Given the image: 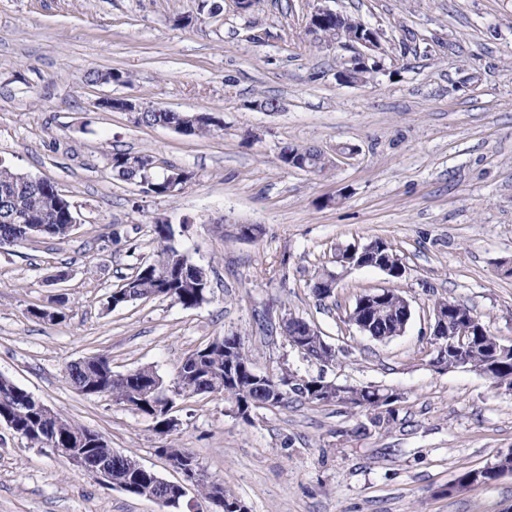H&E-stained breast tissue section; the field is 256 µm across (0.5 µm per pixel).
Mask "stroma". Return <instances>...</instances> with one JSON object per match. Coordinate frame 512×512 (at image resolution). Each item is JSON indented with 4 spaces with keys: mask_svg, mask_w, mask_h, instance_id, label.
<instances>
[{
    "mask_svg": "<svg viewBox=\"0 0 512 512\" xmlns=\"http://www.w3.org/2000/svg\"><path fill=\"white\" fill-rule=\"evenodd\" d=\"M0 0V160L53 182L77 226L63 240L0 248V374L134 456L178 473L159 447L188 448L248 512H512V474L449 492L466 470L512 449V391L466 369L431 366L435 300L473 309L512 344V0H329L382 33L381 67L341 82L353 54L313 41L316 0ZM117 69L124 81L89 83ZM206 112L194 137L138 126L105 98ZM279 101L277 112L258 101ZM355 154L322 175L282 166L287 144ZM117 151L147 154L157 173L188 179L157 196L116 180ZM207 268L209 304L165 298L113 311L103 301L152 258V227ZM257 224L254 240L238 227ZM381 239L400 256L394 279L343 269L337 247ZM336 274L317 301L310 282ZM392 288L411 305L403 334L376 341L348 320L358 295ZM67 300L46 323L33 308ZM316 324L335 367L307 361L276 331L280 315ZM244 337L258 371L288 366L341 385L400 392L387 428L356 431L336 404L259 409L243 422L222 397L179 402L174 432L108 395L84 396L67 364L108 357L114 373L176 363L227 334ZM0 512H164L99 484L0 424Z\"/></svg>",
    "mask_w": 512,
    "mask_h": 512,
    "instance_id": "1",
    "label": "stroma"
}]
</instances>
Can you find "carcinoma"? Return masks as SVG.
Instances as JSON below:
<instances>
[{
	"instance_id": "cac0c4a2",
	"label": "carcinoma",
	"mask_w": 512,
	"mask_h": 512,
	"mask_svg": "<svg viewBox=\"0 0 512 512\" xmlns=\"http://www.w3.org/2000/svg\"><path fill=\"white\" fill-rule=\"evenodd\" d=\"M216 120L203 113L190 131L189 136L203 137L211 134ZM295 150L307 155V167L312 173L327 171L332 163L325 154L313 146L285 145L279 155L286 163L288 152ZM152 159L147 155L115 152L111 157L113 176L121 181L146 187V192L156 195L167 193L166 184L149 166ZM56 186L47 181H23L18 171L9 164L0 165V246L18 245L23 242L21 226L39 221L44 229L39 236L65 239L71 233L70 206L56 209L51 206ZM155 241L154 266L142 263L137 271L119 288L105 298L106 308L114 310L129 302L150 297L168 298L185 308H196L210 300L211 289L207 270L191 261L189 256L174 246L172 225H154ZM393 262L400 260L395 249L388 243L375 254L363 258L366 265L373 261ZM352 312L358 319L368 321L364 334L378 341L389 340L401 334L405 307L403 296L397 291L379 290L365 292L356 298ZM306 323L298 320L288 335L299 343L297 352L303 357L320 361L324 350L321 336H308ZM493 336L479 316H474L471 344L462 350L466 366L478 373H491V383L512 389V355L495 356ZM256 372L252 354L244 338L238 334L218 337L203 348L186 355L176 366L169 382H164L151 367H140L131 375H116L108 359L91 356L69 364L65 369L66 382L78 393L85 396L108 394L118 404L131 406L152 418L155 428L161 433L171 431L163 419L155 413L154 403L171 395L184 400L201 394H215L237 406L239 416L251 421V413L257 409L286 407L290 402L318 405L330 397L325 389L322 375H301L288 367L275 371L281 382L293 381V389L282 400L269 399L268 384L255 378ZM337 402L349 408L354 416L365 420L357 423L356 431L366 432L372 428H383L397 417L393 405L399 399H391L384 388L372 386L350 387ZM0 422L8 425L14 433L43 448H71L85 451L94 456L109 459L113 478L131 479L137 485L134 495L146 498H161L174 490L175 483L153 474L141 473V464L132 456L111 453L108 445H94L89 435L94 430L60 413L49 419L42 418L26 390L16 384L0 379ZM175 469L188 466L196 456L187 448L175 443L157 449ZM497 474L490 470L470 469L459 476V481L475 483L482 487L494 480ZM194 489L204 503L212 504L216 495H221L225 505L238 502V498L227 493L224 487H216L207 474H202Z\"/></svg>"
}]
</instances>
